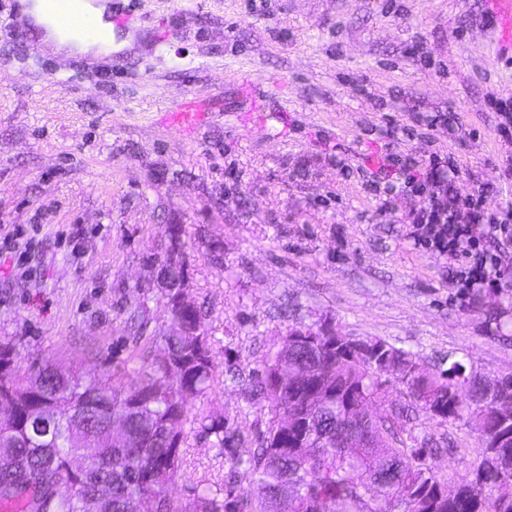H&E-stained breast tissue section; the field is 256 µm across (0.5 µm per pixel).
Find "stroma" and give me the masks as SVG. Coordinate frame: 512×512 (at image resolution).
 <instances>
[{"label": "stroma", "instance_id": "stroma-1", "mask_svg": "<svg viewBox=\"0 0 512 512\" xmlns=\"http://www.w3.org/2000/svg\"><path fill=\"white\" fill-rule=\"evenodd\" d=\"M134 48L118 64L21 40L0 0V236L32 237L23 269L0 260V343L21 370L47 364L100 383L135 382L171 324L154 261L182 229L192 296L214 337L218 380L193 412L222 414L248 456L270 409L248 379L289 326L383 340L429 369L449 357L512 374V283L461 307L463 259L412 235L429 192L379 177L438 155L460 195L505 199L499 138L512 61L494 58L486 0H115ZM207 97L196 127L166 126L182 97ZM452 451L445 482L478 464L471 426L423 420ZM167 488L219 490L231 463L189 435Z\"/></svg>", "mask_w": 512, "mask_h": 512}]
</instances>
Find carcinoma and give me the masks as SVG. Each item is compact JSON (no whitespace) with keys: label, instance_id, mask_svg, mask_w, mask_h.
Masks as SVG:
<instances>
[{"label":"carcinoma","instance_id":"1","mask_svg":"<svg viewBox=\"0 0 512 512\" xmlns=\"http://www.w3.org/2000/svg\"><path fill=\"white\" fill-rule=\"evenodd\" d=\"M167 334L153 338L158 353L125 390L81 375L48 368L20 372L11 347L0 345V372L27 385L30 397L18 403L13 422L0 425V457L15 467L0 469V509L32 512L29 500L13 488L35 484L47 491L64 477L69 482L51 512H129L137 495H159L157 512H362L360 491L376 487L389 504L386 512H512V375L488 379L460 361L434 371L416 356L384 341L389 361L399 366L395 381L406 388L405 402L391 403L396 418L412 420L430 406L448 409L440 423H470L482 440V460L466 484L436 476L432 438L408 433L402 439L394 422L368 412L370 403L388 402L389 384L367 358L288 338L267 356L263 368L242 383L247 399L265 401L271 418L258 447L247 458L236 453L240 441L223 415L192 412L189 403L208 394L215 383V340L201 331L195 345L183 328L201 322L196 303L170 316ZM288 390V419L300 422L317 390L326 398L314 406L308 428L276 425L283 411L279 391ZM359 408L358 432L372 441L366 448L336 447L348 414ZM196 432L228 458L233 482L244 478L261 496L193 486L183 501L165 488L180 477L177 443ZM97 454L90 474L69 472L71 458Z\"/></svg>","mask_w":512,"mask_h":512}]
</instances>
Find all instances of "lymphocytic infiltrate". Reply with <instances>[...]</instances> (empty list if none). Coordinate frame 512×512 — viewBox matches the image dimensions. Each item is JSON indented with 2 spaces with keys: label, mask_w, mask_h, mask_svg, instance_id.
<instances>
[{
  "label": "lymphocytic infiltrate",
  "mask_w": 512,
  "mask_h": 512,
  "mask_svg": "<svg viewBox=\"0 0 512 512\" xmlns=\"http://www.w3.org/2000/svg\"><path fill=\"white\" fill-rule=\"evenodd\" d=\"M402 178L407 187L431 191L428 206L411 217L415 236L439 253L467 258L466 268L456 279L461 292L504 287L506 272L482 243L502 237L512 239V201H505L498 216L484 214L479 197H458L443 166L434 159L405 167ZM478 224L483 227L479 236L474 233Z\"/></svg>",
  "instance_id": "obj_1"
}]
</instances>
